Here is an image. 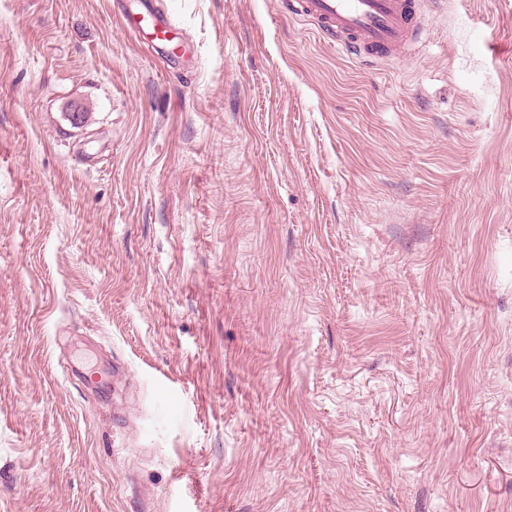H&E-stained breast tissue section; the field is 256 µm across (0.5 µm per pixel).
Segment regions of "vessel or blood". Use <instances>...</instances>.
Listing matches in <instances>:
<instances>
[{
  "label": "vessel or blood",
  "instance_id": "b4317fda",
  "mask_svg": "<svg viewBox=\"0 0 512 512\" xmlns=\"http://www.w3.org/2000/svg\"><path fill=\"white\" fill-rule=\"evenodd\" d=\"M289 17L313 25L342 54L381 60L408 53L423 31L424 0H284ZM126 32L133 38L150 37L171 61L191 54L174 21L156 0H126L120 8Z\"/></svg>",
  "mask_w": 512,
  "mask_h": 512
}]
</instances>
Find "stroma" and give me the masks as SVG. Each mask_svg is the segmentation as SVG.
<instances>
[{"label": "stroma", "mask_w": 512, "mask_h": 512, "mask_svg": "<svg viewBox=\"0 0 512 512\" xmlns=\"http://www.w3.org/2000/svg\"><path fill=\"white\" fill-rule=\"evenodd\" d=\"M157 4L0 0V512H512V0ZM155 0H138L121 4L120 16L126 32L137 40L151 36V43L171 61L186 60L190 45H185L174 21L156 5ZM179 53V54H178ZM290 18L313 25L342 54L381 60L407 54L423 31V0H283Z\"/></svg>", "instance_id": "35a3bbf8"}]
</instances>
